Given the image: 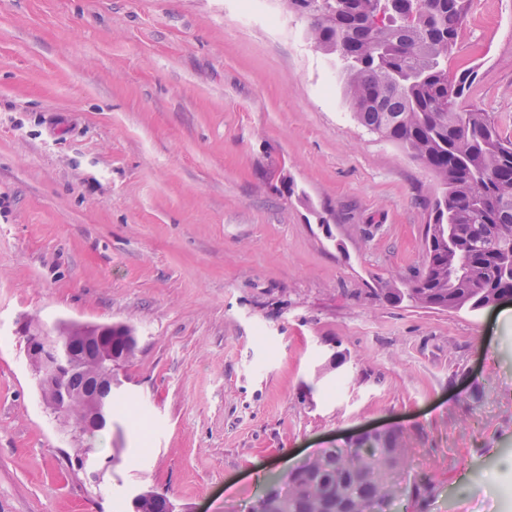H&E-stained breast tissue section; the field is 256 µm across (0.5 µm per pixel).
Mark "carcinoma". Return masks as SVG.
Instances as JSON below:
<instances>
[{
	"instance_id": "carcinoma-1",
	"label": "carcinoma",
	"mask_w": 512,
	"mask_h": 512,
	"mask_svg": "<svg viewBox=\"0 0 512 512\" xmlns=\"http://www.w3.org/2000/svg\"><path fill=\"white\" fill-rule=\"evenodd\" d=\"M471 0H288L308 23L309 38L334 55L343 95L354 119L407 151L443 186L426 225L423 270L396 288L371 292L389 303L421 309L477 313L499 296H512V141L494 113L465 105L474 72H448ZM124 363L137 338L125 324L112 326ZM74 461L97 456L94 434L78 436ZM401 433L376 436L352 451H323L306 470L272 490L255 512H383L391 479L406 466L410 448ZM406 507L434 493L419 473ZM154 489H142L130 512H174Z\"/></svg>"
}]
</instances>
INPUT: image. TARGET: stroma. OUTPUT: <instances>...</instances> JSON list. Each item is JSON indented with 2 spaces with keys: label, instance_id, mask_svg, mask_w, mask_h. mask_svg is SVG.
Returning a JSON list of instances; mask_svg holds the SVG:
<instances>
[{
  "label": "stroma",
  "instance_id": "1",
  "mask_svg": "<svg viewBox=\"0 0 512 512\" xmlns=\"http://www.w3.org/2000/svg\"><path fill=\"white\" fill-rule=\"evenodd\" d=\"M281 0H0V512H248L304 457L402 429L426 512H512V322L391 304L433 174L359 125ZM512 137V0L448 62ZM126 324L101 486L18 326ZM411 487L412 495L407 500L406 507L403 512H408L411 506L420 507L423 502H426L428 498L433 495L435 490L431 479L423 473L414 475ZM130 512H174V504L154 489H142L130 500Z\"/></svg>",
  "mask_w": 512,
  "mask_h": 512
}]
</instances>
